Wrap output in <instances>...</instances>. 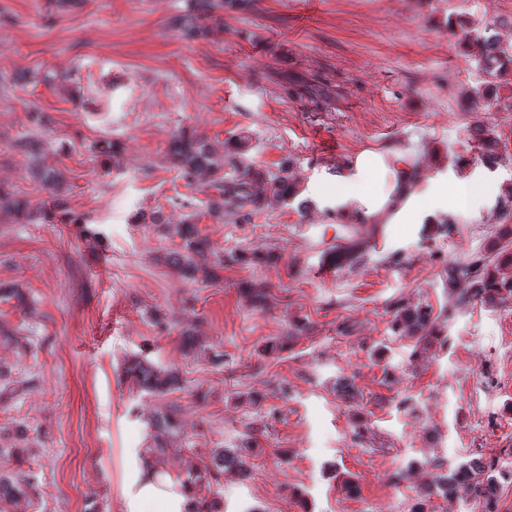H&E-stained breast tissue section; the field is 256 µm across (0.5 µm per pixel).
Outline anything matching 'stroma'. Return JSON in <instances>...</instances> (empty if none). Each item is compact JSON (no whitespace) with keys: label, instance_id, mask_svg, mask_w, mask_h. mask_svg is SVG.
Returning <instances> with one entry per match:
<instances>
[{"label":"stroma","instance_id":"1","mask_svg":"<svg viewBox=\"0 0 512 512\" xmlns=\"http://www.w3.org/2000/svg\"><path fill=\"white\" fill-rule=\"evenodd\" d=\"M184 9L0 0V190L42 209L37 172L57 171L74 218L0 213V289L25 294L0 302V446L29 449L41 512H124L150 423L174 409L168 468L199 475L196 497L223 512H479L467 488L449 502L437 486L477 455L512 468V300H460L445 270L486 254L500 225L512 86L491 107L474 98L478 49L448 21L472 37L497 25L512 44V0H253L195 39L176 27ZM479 124L504 142L496 165L473 157ZM183 130L219 151L248 137L247 161L289 166L313 209L271 201L215 217L212 189L186 184L171 159ZM365 153L452 180L465 159L499 191L480 210L449 208L441 234L338 220L322 193ZM153 211L193 220L212 246L200 265L240 261L211 282L181 277L164 261L180 238L137 220ZM350 245L352 261L331 263ZM258 284L263 309L246 293ZM417 303L442 335L420 351L393 326ZM133 357L175 368L181 390L140 392L123 376ZM244 446L247 475L216 472V450Z\"/></svg>","mask_w":512,"mask_h":512}]
</instances>
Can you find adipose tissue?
<instances>
[{"label":"adipose tissue","mask_w":512,"mask_h":512,"mask_svg":"<svg viewBox=\"0 0 512 512\" xmlns=\"http://www.w3.org/2000/svg\"><path fill=\"white\" fill-rule=\"evenodd\" d=\"M471 172L459 181L423 178L420 168L403 157L391 162L374 154L356 158L347 183L337 187L333 203L338 219L382 224H420L447 212L449 202L470 205L492 193L491 185L477 184ZM125 512H191L193 496L189 488L172 474L143 465L137 468L125 492Z\"/></svg>","instance_id":"obj_1"}]
</instances>
